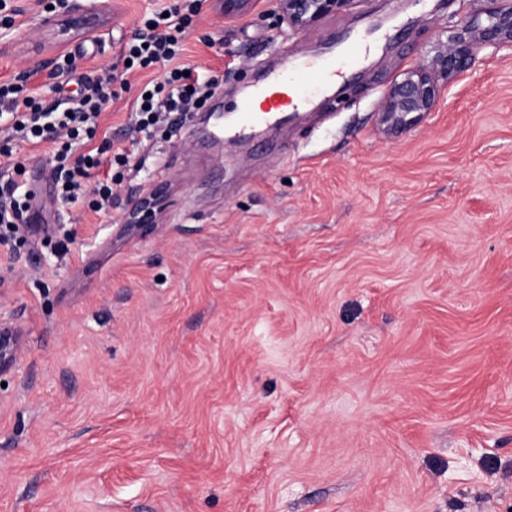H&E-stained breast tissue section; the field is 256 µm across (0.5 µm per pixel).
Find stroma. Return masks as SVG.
Segmentation results:
<instances>
[{"label":"stroma","instance_id":"obj_1","mask_svg":"<svg viewBox=\"0 0 512 512\" xmlns=\"http://www.w3.org/2000/svg\"><path fill=\"white\" fill-rule=\"evenodd\" d=\"M57 44L10 0L0 82L69 107L109 73L99 134L130 154L112 204L52 201L45 148L15 158L41 222L0 240V512H512V46H481L435 112L398 129L390 85L487 0H352L312 26L275 0H205L179 64L221 91L141 132L164 67L122 47L171 0H95ZM401 29L336 97L224 126L287 55ZM75 70L35 73L57 50ZM163 198L152 224L136 200Z\"/></svg>","mask_w":512,"mask_h":512}]
</instances>
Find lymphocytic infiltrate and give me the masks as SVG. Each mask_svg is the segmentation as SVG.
Returning <instances> with one entry per match:
<instances>
[{"instance_id": "1", "label": "lymphocytic infiltrate", "mask_w": 512, "mask_h": 512, "mask_svg": "<svg viewBox=\"0 0 512 512\" xmlns=\"http://www.w3.org/2000/svg\"><path fill=\"white\" fill-rule=\"evenodd\" d=\"M204 0H174L166 14H155L137 29L126 44L124 57L132 67L166 66L163 83L149 95L135 99L137 127L145 131L163 122L172 112L188 113L201 107L217 85L197 70H184L176 59L182 51L192 15ZM112 75L89 83L84 96L71 110H44L37 94L12 82H0V159L12 161V171L0 185V238L18 231L25 213L33 207L34 194L23 180L25 171L12 160L18 143H51L48 161L57 200L88 201L94 210L112 202L115 175L97 178L100 167L128 164L129 157L113 153L110 141H98V118L112 100Z\"/></svg>"}]
</instances>
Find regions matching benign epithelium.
I'll return each instance as SVG.
<instances>
[{
	"instance_id": "benign-epithelium-1",
	"label": "benign epithelium",
	"mask_w": 512,
	"mask_h": 512,
	"mask_svg": "<svg viewBox=\"0 0 512 512\" xmlns=\"http://www.w3.org/2000/svg\"><path fill=\"white\" fill-rule=\"evenodd\" d=\"M283 21L291 27H306L320 17L344 9L350 0H277ZM492 7L485 17L469 20L458 35H452L427 60L395 81L383 102L386 120L396 128L405 127L417 118L436 110L448 80L471 67L475 49L482 44H512V0H489ZM257 0H220L224 19L235 20L250 13ZM97 21L92 0H71L63 12L40 17L38 28L58 34L62 31L75 36L88 35ZM17 339L0 335V370L16 360Z\"/></svg>"
}]
</instances>
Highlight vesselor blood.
I'll return each mask as SVG.
<instances>
[{"label": "vessel or blood", "instance_id": "b4317fda", "mask_svg": "<svg viewBox=\"0 0 512 512\" xmlns=\"http://www.w3.org/2000/svg\"><path fill=\"white\" fill-rule=\"evenodd\" d=\"M380 37V32L375 29L362 36L348 33L337 40L335 49L322 60L304 62L284 58L279 72L269 75L255 92L256 97L262 100L261 105L244 103L239 106L241 126L260 127L281 121L283 113L292 106L294 97L305 92L317 95L331 93L336 84L351 76L360 56Z\"/></svg>", "mask_w": 512, "mask_h": 512}]
</instances>
